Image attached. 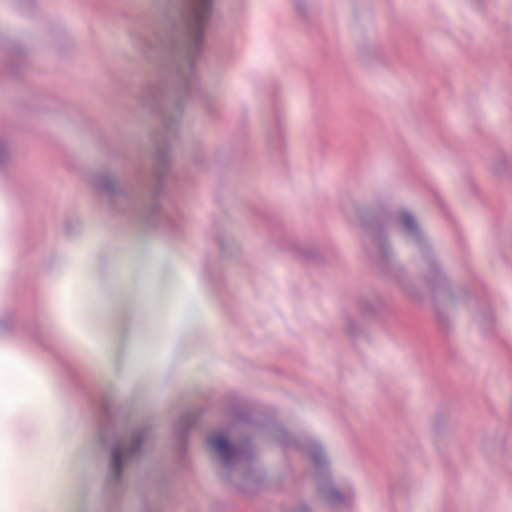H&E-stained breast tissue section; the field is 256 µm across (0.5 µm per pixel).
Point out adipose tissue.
<instances>
[{"label":"adipose tissue","instance_id":"adipose-tissue-1","mask_svg":"<svg viewBox=\"0 0 512 512\" xmlns=\"http://www.w3.org/2000/svg\"><path fill=\"white\" fill-rule=\"evenodd\" d=\"M120 222L96 225L90 233L58 239L49 269L51 286L46 301L52 310L58 335L89 336L94 332L84 307L94 304L99 316L112 310L111 295L101 293L91 277L97 259V243L119 231ZM165 231L150 233L135 253L112 256L115 288H123L130 264H137L143 281L153 280L160 255L171 250ZM129 358L117 366L112 362L110 342H101L93 356L76 347L66 352L42 354L18 348L9 326L0 324V376L12 381L0 392V512H63L67 472L58 466L66 445H80L87 430L74 428L69 442L60 439V428L69 410L63 392L51 384L54 372L65 371L72 384L84 393L79 412L89 417L111 418L117 408L118 389L135 374L141 363L142 347L137 325H129ZM39 462L43 469L41 488L21 482L25 463Z\"/></svg>","mask_w":512,"mask_h":512}]
</instances>
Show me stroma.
<instances>
[{
    "label": "stroma",
    "instance_id": "obj_1",
    "mask_svg": "<svg viewBox=\"0 0 512 512\" xmlns=\"http://www.w3.org/2000/svg\"><path fill=\"white\" fill-rule=\"evenodd\" d=\"M48 4L0 0L17 342H61L32 304L61 232L122 220L104 291L140 232L179 244L112 310L116 350L137 320L165 369L74 449L69 512L103 448L98 512H512V0H60L25 21ZM185 261L224 323L217 372L211 337L157 333Z\"/></svg>",
    "mask_w": 512,
    "mask_h": 512
}]
</instances>
